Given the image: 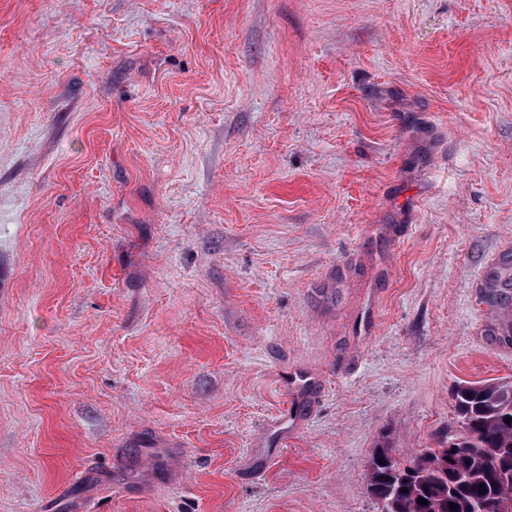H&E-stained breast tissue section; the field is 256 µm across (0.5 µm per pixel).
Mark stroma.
Wrapping results in <instances>:
<instances>
[{
    "instance_id": "35a3bbf8",
    "label": "stroma",
    "mask_w": 512,
    "mask_h": 512,
    "mask_svg": "<svg viewBox=\"0 0 512 512\" xmlns=\"http://www.w3.org/2000/svg\"><path fill=\"white\" fill-rule=\"evenodd\" d=\"M510 263L512 0H0V512H378Z\"/></svg>"
}]
</instances>
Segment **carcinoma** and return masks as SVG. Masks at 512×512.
<instances>
[{
	"mask_svg": "<svg viewBox=\"0 0 512 512\" xmlns=\"http://www.w3.org/2000/svg\"><path fill=\"white\" fill-rule=\"evenodd\" d=\"M453 400L460 429L438 447L402 467L390 448L373 452L367 492L379 512H512V381L460 385Z\"/></svg>",
	"mask_w": 512,
	"mask_h": 512,
	"instance_id": "1",
	"label": "carcinoma"
}]
</instances>
